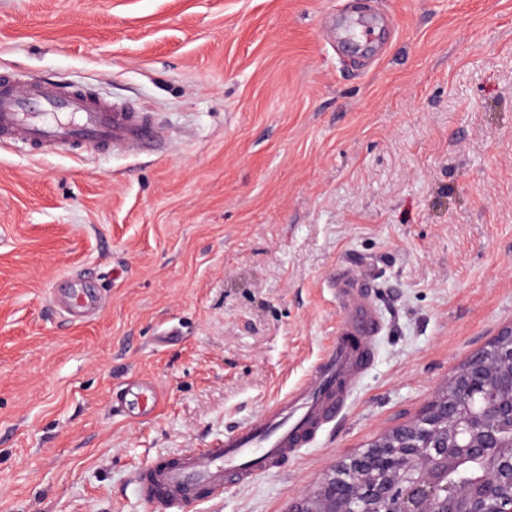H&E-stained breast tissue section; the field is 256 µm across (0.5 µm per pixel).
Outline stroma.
<instances>
[{"instance_id": "obj_1", "label": "stroma", "mask_w": 512, "mask_h": 512, "mask_svg": "<svg viewBox=\"0 0 512 512\" xmlns=\"http://www.w3.org/2000/svg\"><path fill=\"white\" fill-rule=\"evenodd\" d=\"M1 68L166 144L0 146V512H153L138 468L258 419L335 340L336 266L384 317L344 418L185 512H288L512 324V0H0ZM83 276L104 304L65 322Z\"/></svg>"}]
</instances>
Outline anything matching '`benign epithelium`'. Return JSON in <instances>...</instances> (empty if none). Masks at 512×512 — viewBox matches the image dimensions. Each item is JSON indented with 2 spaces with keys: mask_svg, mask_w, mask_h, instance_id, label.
<instances>
[{
  "mask_svg": "<svg viewBox=\"0 0 512 512\" xmlns=\"http://www.w3.org/2000/svg\"><path fill=\"white\" fill-rule=\"evenodd\" d=\"M289 512H512V327Z\"/></svg>",
  "mask_w": 512,
  "mask_h": 512,
  "instance_id": "7a95c632",
  "label": "benign epithelium"
}]
</instances>
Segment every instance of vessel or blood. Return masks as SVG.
I'll list each match as a JSON object with an SVG mask.
<instances>
[{
    "label": "vessel or blood",
    "mask_w": 512,
    "mask_h": 512,
    "mask_svg": "<svg viewBox=\"0 0 512 512\" xmlns=\"http://www.w3.org/2000/svg\"><path fill=\"white\" fill-rule=\"evenodd\" d=\"M157 138L155 127L136 106L94 97L41 80L18 81L0 75V142L33 154L91 148L108 152L140 147ZM368 271L338 267L332 288L344 309L335 341L310 372L256 420L241 424L206 447L173 458L152 460L137 474L139 495L160 512H182L224 493L233 479L247 484L277 472L284 460L315 442L345 414L351 395L374 359V342L384 322L371 300ZM102 306L93 289L79 290L63 307L71 317Z\"/></svg>",
    "instance_id": "vessel-or-blood-1"
}]
</instances>
